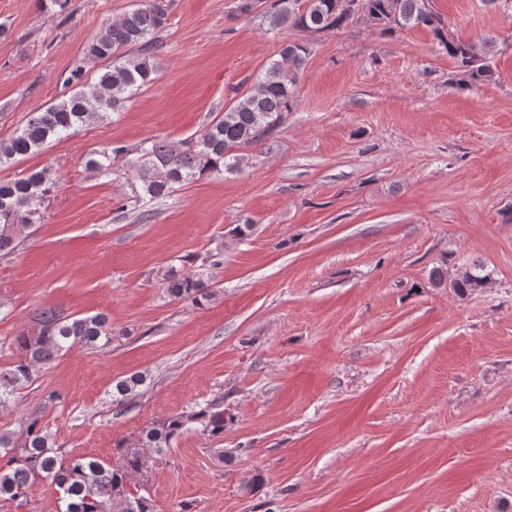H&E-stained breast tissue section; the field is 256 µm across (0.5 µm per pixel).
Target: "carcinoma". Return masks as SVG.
Returning a JSON list of instances; mask_svg holds the SVG:
<instances>
[{
    "label": "carcinoma",
    "mask_w": 512,
    "mask_h": 512,
    "mask_svg": "<svg viewBox=\"0 0 512 512\" xmlns=\"http://www.w3.org/2000/svg\"><path fill=\"white\" fill-rule=\"evenodd\" d=\"M170 0H146L122 18L105 25L86 46L84 59L103 63L92 89H85V66L74 64L64 78L72 93L31 116L9 138L0 140V165L34 154L49 143L66 139L80 126L105 119L142 88L155 80L154 57L159 51L158 33L166 26ZM369 18L385 33L425 27L457 65L454 83L460 89L496 80L492 42H470L445 27L429 0H270L262 18L269 29L289 27L298 31L339 29L356 15ZM308 48L300 42L283 46L281 60L269 64L244 98L228 113L212 120L186 148L176 150L164 139H147L130 151L107 144L95 151L87 166L100 177L112 175L121 155L136 154L128 164L137 173L136 197L152 199L175 192L176 185L204 174L239 170V148L261 141L278 126L282 114L293 105L294 87ZM54 171L45 167L0 181V254H9L30 236L37 205L57 186ZM489 275L464 271L453 282L461 291L482 288ZM165 291L174 300L195 303L210 296L201 274L168 278ZM39 329L16 338L21 353L12 368L0 371V407L33 376L35 368L48 364L75 346L106 348L112 340V324L101 313L63 316L53 308L39 313ZM140 375L119 380L115 396L124 401L136 395ZM224 410L204 407L171 416L144 430L136 444L122 439L116 448L121 463L113 465L93 455L71 458L59 454L41 417L30 413L19 421V431H0V502L22 497L38 479L57 491L52 512H156L152 499L131 490L146 472L148 458L169 455L173 439L200 426L212 436L224 433Z\"/></svg>",
    "instance_id": "1"
}]
</instances>
